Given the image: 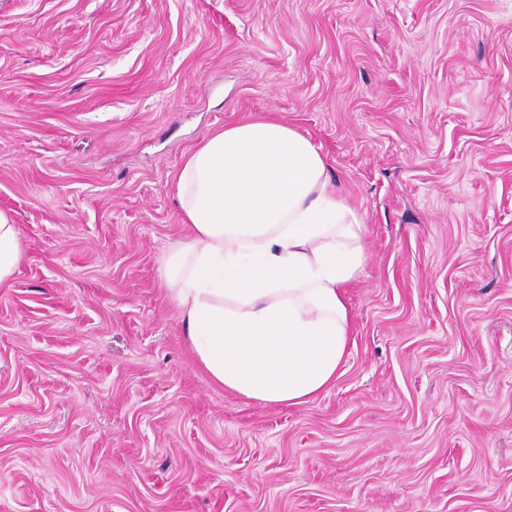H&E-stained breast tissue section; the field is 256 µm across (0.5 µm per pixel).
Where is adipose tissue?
Masks as SVG:
<instances>
[{
    "instance_id": "ef3b65f1",
    "label": "adipose tissue",
    "mask_w": 512,
    "mask_h": 512,
    "mask_svg": "<svg viewBox=\"0 0 512 512\" xmlns=\"http://www.w3.org/2000/svg\"><path fill=\"white\" fill-rule=\"evenodd\" d=\"M176 189L192 234L162 278L199 367L252 401L311 402L353 343L345 290L365 262L324 157L281 122L232 123L186 155Z\"/></svg>"
}]
</instances>
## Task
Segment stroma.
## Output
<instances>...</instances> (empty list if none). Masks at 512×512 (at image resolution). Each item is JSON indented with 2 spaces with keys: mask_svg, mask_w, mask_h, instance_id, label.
I'll return each instance as SVG.
<instances>
[{
  "mask_svg": "<svg viewBox=\"0 0 512 512\" xmlns=\"http://www.w3.org/2000/svg\"><path fill=\"white\" fill-rule=\"evenodd\" d=\"M275 118L362 218L298 407L196 364L185 156ZM0 512H512V0H0ZM20 258L19 234L13 218L0 211V282L9 278Z\"/></svg>",
  "mask_w": 512,
  "mask_h": 512,
  "instance_id": "obj_1",
  "label": "stroma"
}]
</instances>
